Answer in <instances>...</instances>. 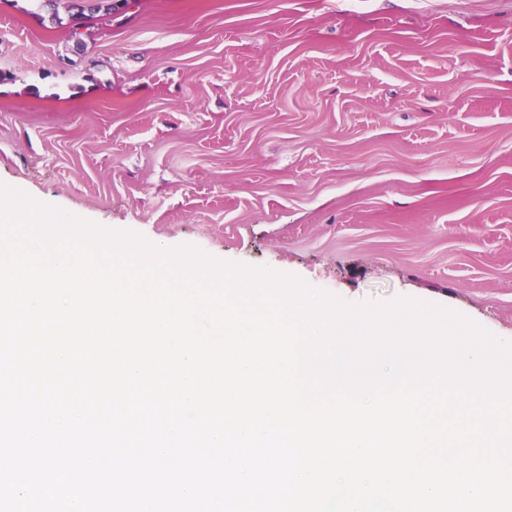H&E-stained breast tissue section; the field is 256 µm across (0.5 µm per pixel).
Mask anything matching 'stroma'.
<instances>
[{
  "mask_svg": "<svg viewBox=\"0 0 512 512\" xmlns=\"http://www.w3.org/2000/svg\"><path fill=\"white\" fill-rule=\"evenodd\" d=\"M0 181L512 341V0H0ZM66 10L69 13L71 21L79 22L81 24H74L72 28L77 25L81 28L88 29L90 26L87 22L95 18L100 13L104 15H112L116 11L122 9L126 0H64Z\"/></svg>",
  "mask_w": 512,
  "mask_h": 512,
  "instance_id": "obj_1",
  "label": "stroma"
}]
</instances>
